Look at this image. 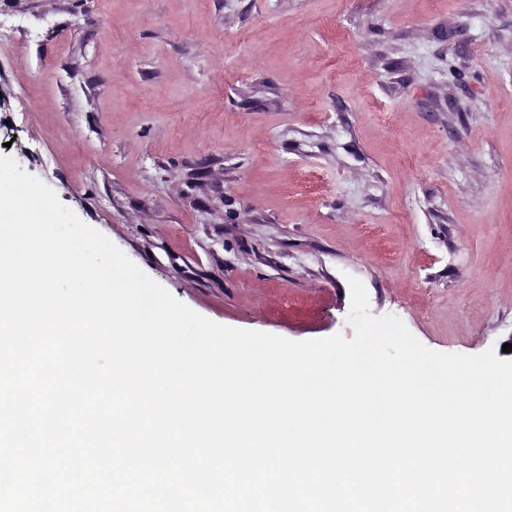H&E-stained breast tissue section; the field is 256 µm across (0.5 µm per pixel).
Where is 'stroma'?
<instances>
[{
  "label": "stroma",
  "mask_w": 512,
  "mask_h": 512,
  "mask_svg": "<svg viewBox=\"0 0 512 512\" xmlns=\"http://www.w3.org/2000/svg\"><path fill=\"white\" fill-rule=\"evenodd\" d=\"M0 154L217 323L512 337V0H0Z\"/></svg>",
  "instance_id": "obj_1"
}]
</instances>
